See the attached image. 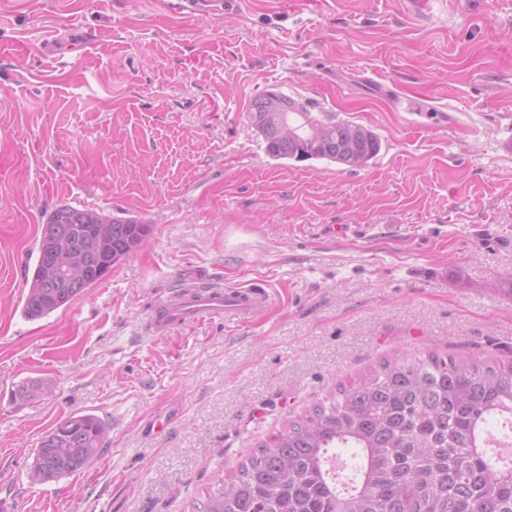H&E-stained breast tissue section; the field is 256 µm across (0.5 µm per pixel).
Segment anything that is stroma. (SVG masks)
I'll return each mask as SVG.
<instances>
[{
	"instance_id": "35a3bbf8",
	"label": "stroma",
	"mask_w": 512,
	"mask_h": 512,
	"mask_svg": "<svg viewBox=\"0 0 512 512\" xmlns=\"http://www.w3.org/2000/svg\"><path fill=\"white\" fill-rule=\"evenodd\" d=\"M265 91L372 129L379 155L271 158L247 119ZM62 204L152 233L28 321ZM218 277L268 305L143 334L159 290ZM431 351L512 359V0H0V512H189L338 383ZM30 378L53 395L15 407ZM80 411L110 428L102 456L31 483L41 437ZM236 0H168L167 6L174 12L187 14L211 15L233 8Z\"/></svg>"
}]
</instances>
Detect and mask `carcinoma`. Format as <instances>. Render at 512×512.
<instances>
[{"instance_id":"carcinoma-1","label":"carcinoma","mask_w":512,"mask_h":512,"mask_svg":"<svg viewBox=\"0 0 512 512\" xmlns=\"http://www.w3.org/2000/svg\"><path fill=\"white\" fill-rule=\"evenodd\" d=\"M248 120L274 159L357 168L381 150L379 136L362 125L320 120L307 106L269 112L260 95ZM151 232L136 220L55 208L27 270L23 317L35 321L66 308L139 251ZM52 392L50 380L25 381L12 400L22 406ZM108 437L100 417L69 415L39 442L31 481L82 471ZM501 441L512 444V363L436 352L385 358L258 446L193 501L191 512H512V457L489 451Z\"/></svg>"}]
</instances>
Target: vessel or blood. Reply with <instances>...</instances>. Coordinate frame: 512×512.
I'll return each instance as SVG.
<instances>
[{
    "label": "vessel or blood",
    "instance_id": "vessel-or-blood-1",
    "mask_svg": "<svg viewBox=\"0 0 512 512\" xmlns=\"http://www.w3.org/2000/svg\"><path fill=\"white\" fill-rule=\"evenodd\" d=\"M235 4L236 0H167L174 12L202 15L217 14ZM266 295V288L259 285L228 288L216 281L200 287L193 280L185 279L160 295L146 329L150 335L163 337L176 329L224 316L243 323L264 306Z\"/></svg>",
    "mask_w": 512,
    "mask_h": 512
}]
</instances>
